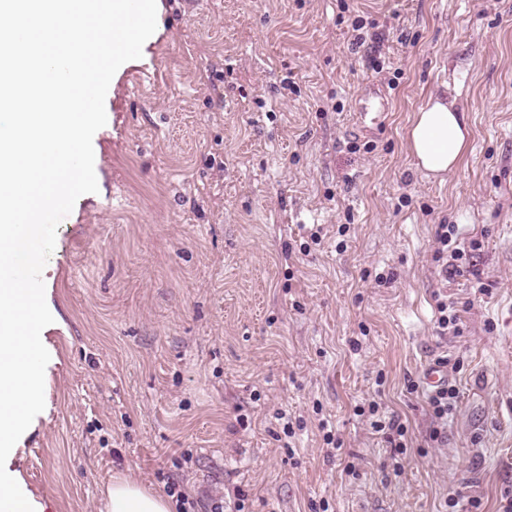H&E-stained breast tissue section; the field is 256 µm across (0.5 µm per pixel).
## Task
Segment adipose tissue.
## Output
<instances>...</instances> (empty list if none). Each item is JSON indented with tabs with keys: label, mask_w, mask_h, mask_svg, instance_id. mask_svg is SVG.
I'll return each instance as SVG.
<instances>
[{
	"label": "adipose tissue",
	"mask_w": 512,
	"mask_h": 512,
	"mask_svg": "<svg viewBox=\"0 0 512 512\" xmlns=\"http://www.w3.org/2000/svg\"><path fill=\"white\" fill-rule=\"evenodd\" d=\"M409 149L422 170L440 177L466 152L471 130L455 96L441 94L414 112L406 131ZM107 512H171L170 500L126 477H114L106 491Z\"/></svg>",
	"instance_id": "obj_1"
}]
</instances>
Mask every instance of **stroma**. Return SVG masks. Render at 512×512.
<instances>
[{
  "mask_svg": "<svg viewBox=\"0 0 512 512\" xmlns=\"http://www.w3.org/2000/svg\"><path fill=\"white\" fill-rule=\"evenodd\" d=\"M348 3L159 0L107 92L98 191L42 273L45 408L6 461L38 512H103L116 475L224 512L512 502V0ZM447 84L471 141L438 179L405 131ZM373 88L390 108L360 132ZM440 224L462 259L434 262ZM436 359L457 392L441 427ZM376 397L404 447L357 415Z\"/></svg>",
  "mask_w": 512,
  "mask_h": 512,
  "instance_id": "obj_1",
  "label": "stroma"
}]
</instances>
